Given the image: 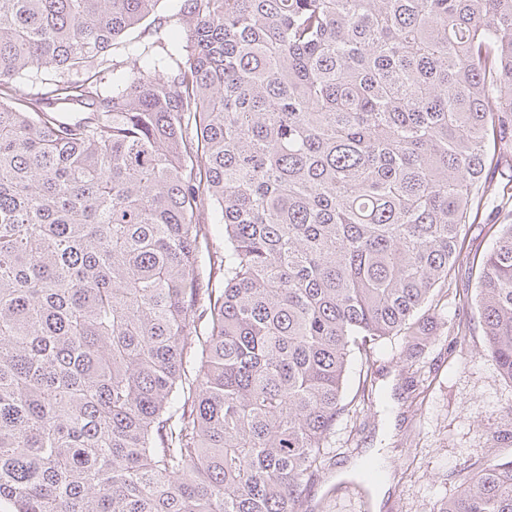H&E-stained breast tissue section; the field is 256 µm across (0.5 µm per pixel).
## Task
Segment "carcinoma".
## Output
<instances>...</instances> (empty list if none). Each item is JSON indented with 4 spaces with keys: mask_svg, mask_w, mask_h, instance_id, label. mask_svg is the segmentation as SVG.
Returning <instances> with one entry per match:
<instances>
[{
    "mask_svg": "<svg viewBox=\"0 0 512 512\" xmlns=\"http://www.w3.org/2000/svg\"><path fill=\"white\" fill-rule=\"evenodd\" d=\"M158 2L0 0L4 512H306L350 359L464 344L465 261L512 383V223L462 235L512 154V0H182L149 69ZM433 512H512V459ZM181 0H163L160 2L156 13L145 19L132 33L123 39V41L140 40L144 43L152 42L154 40L153 30L158 26L161 21L172 20L179 12ZM163 23V22H162ZM499 201L496 202L492 199L486 204L482 212L481 224L467 225V241L469 250L471 252L470 257L473 255L481 256L486 252L493 244L495 238L496 228H493L490 224H503L502 214H499L497 207ZM469 264H462L456 271V279L453 281L451 288L456 289L453 291V296L448 301V310L446 309V317L448 319L455 318L456 322L461 324H469L471 314L474 312L475 298H476V281L470 275Z\"/></svg>",
    "mask_w": 512,
    "mask_h": 512,
    "instance_id": "carcinoma-1",
    "label": "carcinoma"
}]
</instances>
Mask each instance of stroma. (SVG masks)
I'll use <instances>...</instances> for the list:
<instances>
[{"label":"stroma","mask_w":512,"mask_h":512,"mask_svg":"<svg viewBox=\"0 0 512 512\" xmlns=\"http://www.w3.org/2000/svg\"><path fill=\"white\" fill-rule=\"evenodd\" d=\"M180 6L181 0H161L130 40L153 41L158 27L166 43L184 42V33L167 25ZM484 345L478 329L462 352L436 342L427 358L429 378L420 382L402 368L399 339L383 341L371 375L375 392L359 413L337 423L308 512H432L455 493L465 463L512 458V426L505 418L512 383L484 356ZM371 448L379 449L391 483L378 511L369 496L336 483L337 470Z\"/></svg>","instance_id":"obj_1"}]
</instances>
